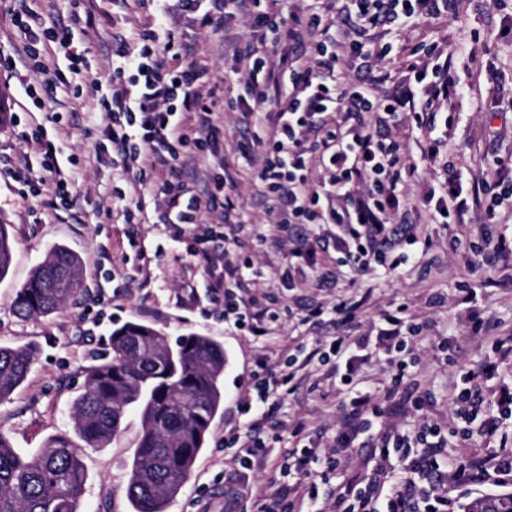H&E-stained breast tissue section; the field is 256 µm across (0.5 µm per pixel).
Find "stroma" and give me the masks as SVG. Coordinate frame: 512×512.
I'll return each instance as SVG.
<instances>
[{
	"label": "stroma",
	"mask_w": 512,
	"mask_h": 512,
	"mask_svg": "<svg viewBox=\"0 0 512 512\" xmlns=\"http://www.w3.org/2000/svg\"><path fill=\"white\" fill-rule=\"evenodd\" d=\"M510 12L512 0H464L458 17L416 30H375L379 41L426 38L447 58L452 71L481 73L465 97L452 98L446 112L448 133L441 136L436 153H429L427 134L411 122L385 126L376 116L366 115L373 133L399 141L416 166L406 187L409 198H416L423 183L452 175L512 178V34L504 33L501 23ZM123 17L111 0H100L94 26L75 37L88 61L87 71L79 78L82 96L73 99L59 91L48 103L51 110L62 114L59 144L64 156L80 159L70 185L72 210L47 220L39 199L21 198L19 184L0 175V224L6 225L12 241V262L0 279V344L35 350L28 379L10 401L0 403V431L14 447L32 452L51 436L70 430L71 404L83 392L88 370L105 352L112 330L125 322L149 324L172 340L189 333L213 337L224 346V410L213 421L206 448L179 491L172 512H224V435L229 429L246 427L236 404L248 394L256 360L267 358L275 367L291 353L307 357L318 340L328 336L375 335L382 313L399 308L406 319L427 322L431 339L430 344L416 347L417 361L408 368L400 391L409 403L424 392L431 393L432 400L424 410L410 411L404 428L413 432L425 422L448 426L456 369L470 368L487 352L484 338L473 334L467 324L463 289H479V309L496 317L500 333L512 335V260L498 263L483 282L469 275L461 254L451 250L453 240L464 243L477 234L479 211H471L466 223L448 226L435 220L424 223L417 212L407 210L405 217L415 224L419 242L409 247L406 264L394 270L376 266L362 275L339 262L335 251H322L318 258L327 274L326 284L319 286L299 277L294 287L283 286L277 271L289 250L302 236L325 234L328 227L298 224L283 230L266 223L253 192V174L236 150L242 133L238 115L225 113L224 160L237 172L239 204L251 225L244 229L228 225L224 232L240 236L245 252L263 265L265 279L258 291L280 298L279 319L272 333L260 338L243 335L219 317L218 306L205 294L201 266L184 258L183 247L173 241L169 225L124 223L123 210L141 196L142 187L121 170L98 164L94 158L96 127L101 121L94 107L98 97L110 90L112 34L124 27ZM182 37L195 45V60L209 69L219 89L231 90L236 76L217 37L195 29L184 30ZM23 101L18 80L8 78L0 68V153L17 159L34 154L21 131L45 118L41 112L21 111ZM116 186L125 191V199L113 196ZM56 245L67 246L80 257L83 292L58 313L20 319L13 311L16 295ZM340 300L356 305L353 320L342 325L307 321L311 310ZM443 340L454 343L453 360H446L437 350V342ZM350 397L347 386L336 378H324L316 364L299 370L291 392L279 401L263 434L266 464L242 470V478L263 485L279 478L281 464L299 441L292 435L294 421L304 423L303 438L330 447L339 409ZM383 426L382 419H373L342 467L329 483L321 485L317 503L321 512H336L329 500L332 491L369 474L366 461ZM140 428L138 414L128 413L107 447L86 449L82 512H132L125 483Z\"/></svg>",
	"instance_id": "1"
}]
</instances>
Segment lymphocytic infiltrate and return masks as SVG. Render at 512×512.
<instances>
[{"label": "lymphocytic infiltrate", "instance_id": "lymphocytic-infiltrate-1", "mask_svg": "<svg viewBox=\"0 0 512 512\" xmlns=\"http://www.w3.org/2000/svg\"><path fill=\"white\" fill-rule=\"evenodd\" d=\"M14 0H0V12L8 15L22 43L8 52L0 46V66L20 77L26 97L21 109L42 112L46 99L56 90L79 97L75 76L87 67L84 52L74 44L73 28L92 26L93 0H75L69 23L42 26L34 12L18 9ZM154 7L162 23L112 36L110 93L101 95L96 109L102 116L95 143L99 164L118 166L148 188L158 223L171 225L174 240H182L184 227H209L194 235L186 253L207 261L208 288L234 327L248 335L267 336L278 314L277 298L265 293L244 298L240 291L263 278L252 258L215 267L212 253L225 243L223 227L243 221L237 202V178L218 162L223 152V112L231 110L265 138L241 145L240 152L255 169L271 223L332 224L334 248L353 261L359 271L371 265L398 267L394 251L415 245L410 226L394 223L406 198L400 187L414 175L403 147L395 141L374 138L364 121L369 112L382 114L384 121L411 120L417 128L434 130L436 117L449 95H462L465 84L456 80L445 64L420 55L418 47L395 49L392 43L367 40L369 30L386 24L436 19L452 11L457 0H349L340 22L328 15H284L280 0H138ZM184 20L194 29L221 34L227 41L232 61L245 62L247 76L236 98L223 100L210 89V72L189 58V49L165 23V17ZM245 18L248 37L233 33L231 23ZM309 48L308 62L292 55L294 44ZM64 53L65 66L49 63L50 49ZM400 57L417 92L428 100L427 107L410 110V98H380L373 94V79L356 82L339 76L342 61L364 66ZM350 124H342L341 114ZM47 125L36 126L27 139L38 150L41 176L32 177L27 167L0 155V175L11 177L32 196L41 200L47 217H57L72 199V172L59 163L60 147L50 138ZM215 162L208 185L195 190L185 180V162ZM329 174L327 183L316 186L310 179L313 168ZM512 199V180H477L463 185L446 181L428 187L415 201L416 207L440 213L443 223H463L471 206L485 202L482 230L477 244L465 253L474 271H486L491 260L512 257V236L494 233L495 210ZM473 333L490 337V354L466 373L456 388V415L464 421H481L482 429L497 435L505 420H512V387L501 388L492 409H484L479 381L494 378L501 359L512 358V336L495 337L496 322L472 312ZM368 340L350 345L346 337L330 336L319 344L321 362L339 358L333 369L344 385L354 388L351 408L328 452L303 447L284 470L319 462L325 473H333L347 452L365 432L369 416H382L383 407L356 388L359 365L368 361ZM293 374L269 369L258 373L248 398L237 411L245 416V431H228L224 447L230 452L224 472V512H237L242 490L237 479L240 467L262 459L267 451L258 429L276 404L282 386L292 383ZM448 444L439 426L431 425L417 434L392 431L384 435L372 480L363 487L349 486L337 501L343 512H448V486L498 485L512 480V452L475 457L461 463L447 460ZM261 512H302L303 505L317 497L315 483L298 481L287 490L257 488Z\"/></svg>", "mask_w": 512, "mask_h": 512}]
</instances>
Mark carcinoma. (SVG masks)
I'll use <instances>...</instances> for the list:
<instances>
[{
  "label": "carcinoma",
  "mask_w": 512,
  "mask_h": 512,
  "mask_svg": "<svg viewBox=\"0 0 512 512\" xmlns=\"http://www.w3.org/2000/svg\"><path fill=\"white\" fill-rule=\"evenodd\" d=\"M11 259L7 227L0 224V278ZM82 279L80 258L53 247L19 290L15 314L29 319L59 311ZM108 345L72 404L74 436L62 434L22 453L0 432V512H79L86 479L82 447H106L131 411L140 417L141 432L128 472V501L133 512H168L224 405V346L197 333L172 342L136 322L114 329ZM34 360L31 347L0 345L1 403L26 381ZM468 512H512V494L481 498Z\"/></svg>",
  "instance_id": "cac0c4a2"
}]
</instances>
